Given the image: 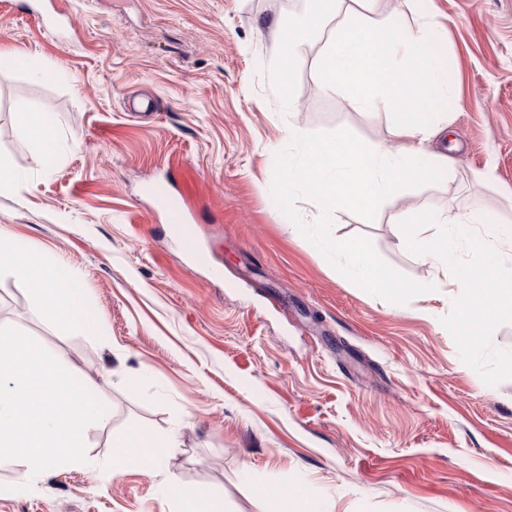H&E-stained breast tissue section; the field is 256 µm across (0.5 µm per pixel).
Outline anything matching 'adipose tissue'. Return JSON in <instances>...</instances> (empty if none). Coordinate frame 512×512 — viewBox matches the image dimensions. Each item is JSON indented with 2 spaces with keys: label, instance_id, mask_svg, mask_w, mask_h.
Returning a JSON list of instances; mask_svg holds the SVG:
<instances>
[{
  "label": "adipose tissue",
  "instance_id": "1",
  "mask_svg": "<svg viewBox=\"0 0 512 512\" xmlns=\"http://www.w3.org/2000/svg\"><path fill=\"white\" fill-rule=\"evenodd\" d=\"M332 0H306L303 12L276 26L282 57L293 58L307 36L328 32L320 61L326 94H344L364 108L385 107L398 116L391 129L393 146L365 145L343 135L311 139L293 131L292 149L275 179L283 190V203L293 206L300 195L314 199L328 212L354 209L373 215L403 183L432 181L447 168L446 156L426 152L424 142L440 129L431 113L420 111L423 98L442 97L447 86L427 63L423 49L433 42L427 26L415 30H381L358 13L331 23ZM16 129L35 140L45 154H53L57 131L42 109H20L13 115ZM291 233L311 248L336 256L337 272L344 280L376 296L401 303L412 286L395 285L367 247L356 240H339L327 223L291 222ZM0 272L25 282L60 324H72L68 290L55 264L14 243L0 227Z\"/></svg>",
  "mask_w": 512,
  "mask_h": 512
}]
</instances>
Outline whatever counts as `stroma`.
Listing matches in <instances>:
<instances>
[{"instance_id":"1","label":"stroma","mask_w":512,"mask_h":512,"mask_svg":"<svg viewBox=\"0 0 512 512\" xmlns=\"http://www.w3.org/2000/svg\"><path fill=\"white\" fill-rule=\"evenodd\" d=\"M32 2L0 0V46L37 53L46 72L0 68V154L22 181L0 192V225L70 270L95 321L59 325L1 275L0 326L78 367L108 418L86 462L29 490L0 465V512H175L173 481L223 495L227 512H264L300 479L313 512H512V379L486 385L462 361L441 322L460 288L392 224L405 201L512 225V0L362 10L384 29L438 27L451 89L431 144L447 173L402 185L374 216L335 217L337 238L416 285L400 304L350 285L288 228L322 217L311 199L293 214L280 201L289 130L387 144L396 119L325 94L320 37L294 57L284 102L274 26L304 0H56L62 38ZM22 107L48 109L56 154L15 128ZM165 180L197 250L146 192ZM138 424L177 447L114 470L113 441Z\"/></svg>"}]
</instances>
